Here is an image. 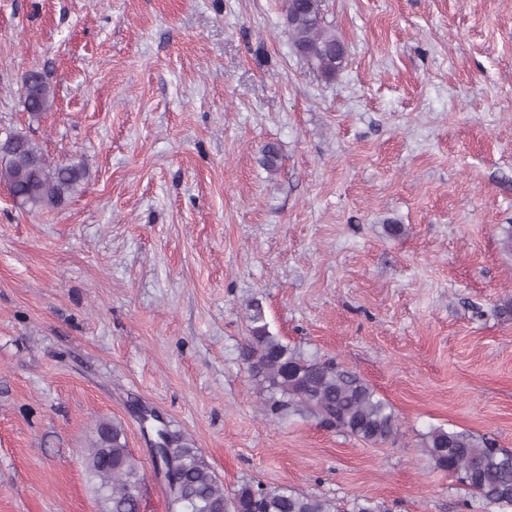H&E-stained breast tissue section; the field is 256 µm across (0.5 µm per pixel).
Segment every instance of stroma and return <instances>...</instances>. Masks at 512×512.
<instances>
[{"instance_id": "stroma-1", "label": "stroma", "mask_w": 512, "mask_h": 512, "mask_svg": "<svg viewBox=\"0 0 512 512\" xmlns=\"http://www.w3.org/2000/svg\"><path fill=\"white\" fill-rule=\"evenodd\" d=\"M322 14L346 51L330 79L283 0H0V134L87 171L53 210L0 184V512H99L83 455L102 419L147 474L141 512H169L139 405L225 492L339 512H469L422 450L431 428L512 448V0ZM30 68L53 111H26ZM254 300L283 342L370 384L400 436L265 420Z\"/></svg>"}]
</instances>
